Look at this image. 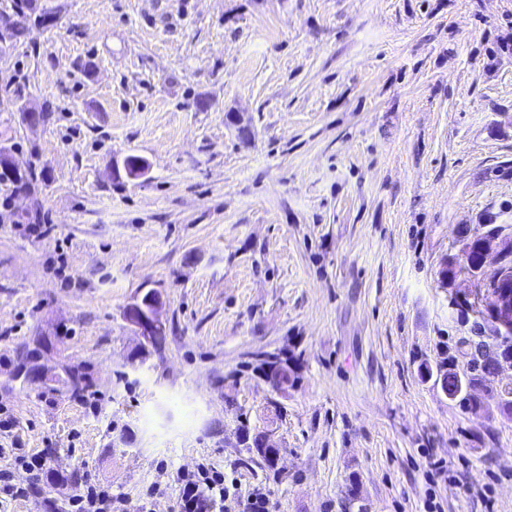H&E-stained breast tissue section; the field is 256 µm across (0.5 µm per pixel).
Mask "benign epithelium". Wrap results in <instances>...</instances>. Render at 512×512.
Wrapping results in <instances>:
<instances>
[{
  "mask_svg": "<svg viewBox=\"0 0 512 512\" xmlns=\"http://www.w3.org/2000/svg\"><path fill=\"white\" fill-rule=\"evenodd\" d=\"M473 242L462 244L457 256L453 259L454 266L478 282L486 283L493 290L489 305L486 307V319L500 335L512 334V236L499 234L482 244V256L479 261L472 259ZM494 257L498 267L494 276L486 281L481 278L483 268L489 257ZM162 298L155 290H149L147 299L136 298L126 308V319L142 338V346L152 344L155 327L160 323L159 311ZM39 354L33 360H24L13 375L15 380L51 384L55 382L57 371L49 369L42 362Z\"/></svg>",
  "mask_w": 512,
  "mask_h": 512,
  "instance_id": "1",
  "label": "benign epithelium"
}]
</instances>
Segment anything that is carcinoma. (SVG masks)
Wrapping results in <instances>:
<instances>
[{
  "label": "carcinoma",
  "instance_id": "carcinoma-1",
  "mask_svg": "<svg viewBox=\"0 0 512 512\" xmlns=\"http://www.w3.org/2000/svg\"><path fill=\"white\" fill-rule=\"evenodd\" d=\"M10 9L17 20L8 19L0 24L5 30V33L0 34V51L16 45L29 26L49 25L52 22L51 12L44 8L37 9L34 0H11ZM5 181L19 183L24 178L10 153L3 151L0 153V182ZM458 353L465 358L463 365H458L453 355L448 358V362L434 369L424 366L423 373L430 378L436 377L449 399L464 408L476 410L480 408V401L472 391L497 375L501 361L512 360V335L500 336L492 328L489 335L480 336L476 341H462ZM61 380L64 387L74 394L85 391L92 383L88 368L68 365L61 367Z\"/></svg>",
  "mask_w": 512,
  "mask_h": 512
}]
</instances>
